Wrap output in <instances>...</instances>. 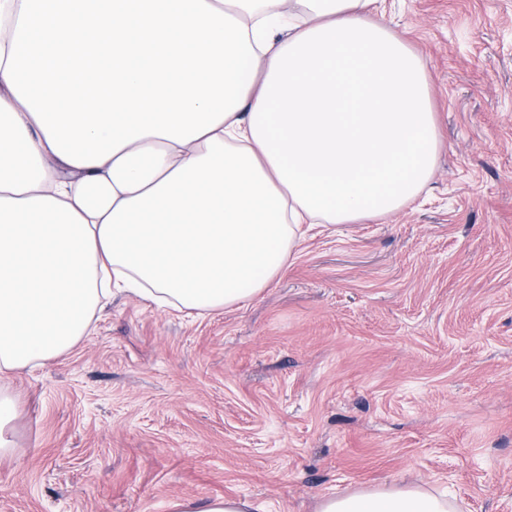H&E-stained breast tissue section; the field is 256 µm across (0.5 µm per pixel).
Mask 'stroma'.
<instances>
[{
    "mask_svg": "<svg viewBox=\"0 0 512 512\" xmlns=\"http://www.w3.org/2000/svg\"><path fill=\"white\" fill-rule=\"evenodd\" d=\"M429 73L434 177L383 221L313 227L251 301L114 295L16 396L0 512L418 483L512 512V0H384Z\"/></svg>",
    "mask_w": 512,
    "mask_h": 512,
    "instance_id": "35a3bbf8",
    "label": "stroma"
}]
</instances>
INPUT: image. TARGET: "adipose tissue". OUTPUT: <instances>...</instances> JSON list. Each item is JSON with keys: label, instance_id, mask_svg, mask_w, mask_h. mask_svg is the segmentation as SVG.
I'll use <instances>...</instances> for the list:
<instances>
[{"label": "adipose tissue", "instance_id": "1", "mask_svg": "<svg viewBox=\"0 0 512 512\" xmlns=\"http://www.w3.org/2000/svg\"><path fill=\"white\" fill-rule=\"evenodd\" d=\"M378 0H0V378L119 288L186 315L260 294L306 224L391 217L438 152ZM27 62L36 79L18 81ZM173 512H270L261 499ZM317 512H455L419 484Z\"/></svg>", "mask_w": 512, "mask_h": 512}]
</instances>
